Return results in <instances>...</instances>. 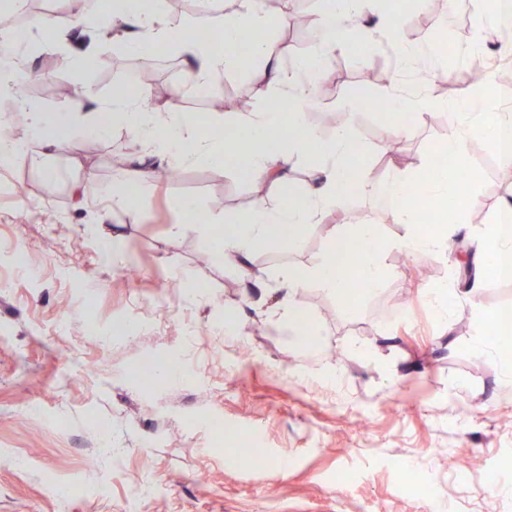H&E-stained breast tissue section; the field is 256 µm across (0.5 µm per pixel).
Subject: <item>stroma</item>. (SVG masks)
Returning <instances> with one entry per match:
<instances>
[{"instance_id":"1","label":"stroma","mask_w":512,"mask_h":512,"mask_svg":"<svg viewBox=\"0 0 512 512\" xmlns=\"http://www.w3.org/2000/svg\"><path fill=\"white\" fill-rule=\"evenodd\" d=\"M447 2L442 18L454 21L459 42L495 43L496 28L482 22L491 0ZM28 16L54 18L72 46L91 53L78 71L65 55L30 46L20 85L30 98L50 71L88 87L92 112L117 91L139 90L126 74L147 68L161 110L203 118L225 86L254 89L250 63L208 93L181 97L188 65L176 52L147 58L113 45L101 30L73 25L66 0H30ZM366 65L345 52L330 56L312 107L350 119L344 103ZM458 125L445 110H420L387 156L378 146L387 125L357 120L359 178L367 185L379 170H411ZM116 156L129 167L140 148L112 121L100 134L73 128L51 152L53 177L22 163L0 168V273L14 281L0 292V512H125L142 482L155 491L141 512H512V467L504 465L512 459V339L494 338L495 356L468 345L512 309V279L487 277L446 322L427 295L475 266L481 234L512 198L504 163L479 140L467 157L487 183L448 253L409 256L402 225H379L388 267L379 287L349 310L316 285L298 291L319 332L312 346L269 328L258 299L280 266L318 261L342 222L305 225L292 242L253 254L262 276L254 283L235 266L208 263L210 240L182 204L194 202L215 225L260 203L278 208L284 192L306 194L314 159L298 163L281 188L258 184L239 152L188 167L179 183H143L120 205ZM175 224L185 227L176 239ZM116 235L137 254L136 280L107 254ZM19 255L29 273L15 270ZM228 301L240 308L233 339L224 334ZM95 324L109 330L108 342L91 339ZM158 359L174 361L175 374L139 381L140 365ZM86 364L92 373L74 380Z\"/></svg>"}]
</instances>
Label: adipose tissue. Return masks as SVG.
I'll return each mask as SVG.
<instances>
[{
  "mask_svg": "<svg viewBox=\"0 0 512 512\" xmlns=\"http://www.w3.org/2000/svg\"><path fill=\"white\" fill-rule=\"evenodd\" d=\"M335 19L336 34L316 45L312 56L298 62L296 70L283 67L287 47L268 39L272 15L256 10L253 0H239L235 17L225 19L219 45L183 37L172 31L157 11H143L139 0H115L107 24L113 40L134 50L148 44L167 46L185 56L190 69L188 80L204 86L224 69L239 65L242 58H262L267 68L258 79L261 103L252 115L241 113L225 117L224 125L248 134L253 143L246 157L249 174L274 184L287 182L294 164L305 154V145L315 133L301 122L302 104L310 101L313 84L308 72L317 69L322 61L349 46L346 24L351 16L368 10V0H328ZM286 100L289 109L274 110L271 100ZM20 100L29 117L28 136L15 141L13 147L0 151L6 162L22 161L42 168L50 150L60 143V133L85 121L82 102H75L60 112H47L34 101ZM109 113L120 116L141 147V166L136 174L146 179L156 174V160L167 163L213 164L229 158L232 147L222 135L205 139L196 135V123L187 117L175 124H165L162 113L150 104L145 92L114 97ZM363 147L352 130L344 129L333 140L319 148L318 174L300 208L269 209L256 205L247 215L228 217L222 232L212 234L210 260L222 265L245 261L258 244L270 239H286L290 230L306 224L321 222L326 211L348 195L350 170L358 162ZM378 232L372 224H350L332 233L320 260L298 267L282 266L275 281L281 297L265 313L271 323L297 328L303 318L302 307L296 299L300 288L309 284L335 294L344 303H352L358 286L373 289L384 280L387 270L385 256L377 246ZM479 272L493 271L504 279L512 278V203H503L493 227L480 240Z\"/></svg>",
  "mask_w": 512,
  "mask_h": 512,
  "instance_id": "ef3b65f1",
  "label": "adipose tissue"
}]
</instances>
